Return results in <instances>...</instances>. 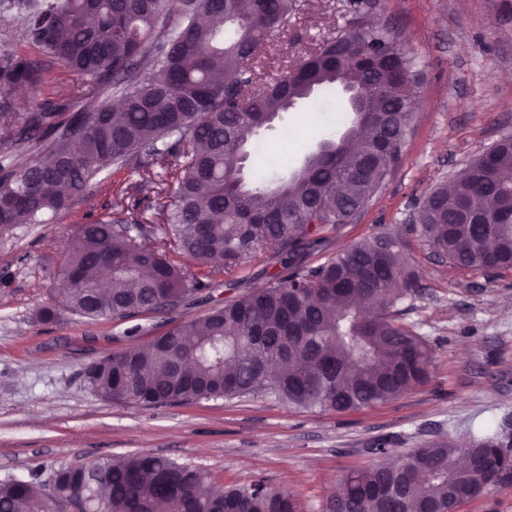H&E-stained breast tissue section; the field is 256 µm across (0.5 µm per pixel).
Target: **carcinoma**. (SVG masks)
Listing matches in <instances>:
<instances>
[{"mask_svg":"<svg viewBox=\"0 0 512 512\" xmlns=\"http://www.w3.org/2000/svg\"><path fill=\"white\" fill-rule=\"evenodd\" d=\"M299 63L265 84L270 37L288 29L299 0H3L35 56L0 57V89L37 91L50 61L79 74V91L35 109L0 108L11 130L0 154V237L44 224L132 160L129 175L160 186V236L147 247L143 214L81 226L66 249L61 305L91 319L177 307L259 253L288 262L258 290L180 323L136 349L100 359L85 378L101 399L151 408L270 391L291 407L357 411L428 379L429 350L402 305L420 288L407 241L387 228L308 265L297 257L326 226L346 224L401 159L422 84L394 31L368 19L371 0ZM344 77L366 112L341 146L328 141L274 188L247 186L243 147L269 118L307 105ZM121 111H111L109 100ZM512 138H504L423 198L412 227L461 271L512 270ZM512 437L487 425L466 444L434 441L391 466L348 470L329 512H427L507 489ZM77 502L111 512H298L285 488L259 479L215 494L208 473L151 454L97 458L56 471L45 491L0 483V512H50Z\"/></svg>","mask_w":512,"mask_h":512,"instance_id":"1","label":"carcinoma"}]
</instances>
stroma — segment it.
Segmentation results:
<instances>
[{
    "mask_svg": "<svg viewBox=\"0 0 512 512\" xmlns=\"http://www.w3.org/2000/svg\"><path fill=\"white\" fill-rule=\"evenodd\" d=\"M347 5L300 0L288 31L272 38L263 57L265 78L337 32ZM376 16L397 28L423 73L417 106L402 157L378 194L350 223L326 228L325 246L306 261L324 262L382 224L407 231L423 290L408 301L403 321L429 347L427 381L350 413L289 407L265 393L154 408L100 399L84 376L89 364L146 344L282 270L261 253L165 313L112 320L60 309L55 321H40V309L59 302L68 242L111 212L125 188L119 172L47 223L0 238V482L44 486L64 465L150 453L206 471L220 489L263 479L288 489L299 512H328L344 473L377 462L372 448L380 439L400 453L435 440L469 442L486 424L512 431V271L460 272L408 231L431 188L512 136V0H377ZM347 121L330 98L306 113L289 142L255 141L246 183L276 185L281 170L270 155L299 160Z\"/></svg>",
    "mask_w": 512,
    "mask_h": 512,
    "instance_id": "obj_1",
    "label": "stroma"
}]
</instances>
